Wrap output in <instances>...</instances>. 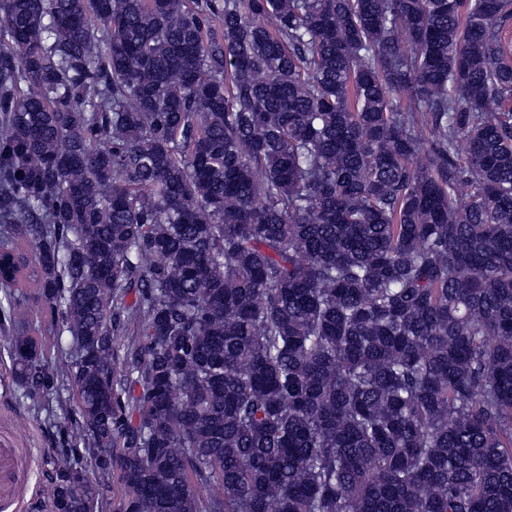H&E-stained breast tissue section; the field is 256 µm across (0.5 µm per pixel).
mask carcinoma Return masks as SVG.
<instances>
[{"instance_id": "cac0c4a2", "label": "carcinoma", "mask_w": 512, "mask_h": 512, "mask_svg": "<svg viewBox=\"0 0 512 512\" xmlns=\"http://www.w3.org/2000/svg\"><path fill=\"white\" fill-rule=\"evenodd\" d=\"M511 25L0 0L3 342L84 448L49 512H512Z\"/></svg>"}]
</instances>
